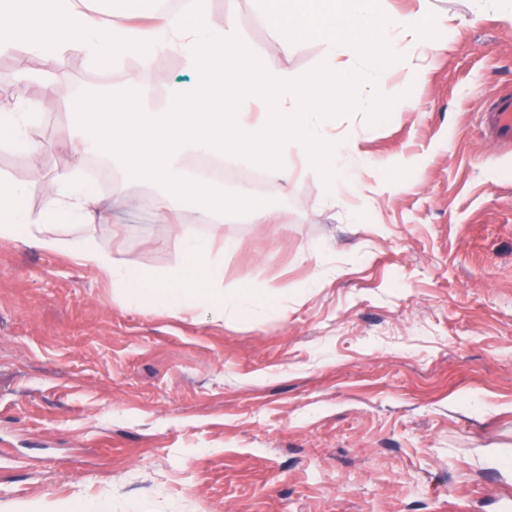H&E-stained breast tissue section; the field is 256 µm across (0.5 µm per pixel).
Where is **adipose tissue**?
I'll list each match as a JSON object with an SVG mask.
<instances>
[{"label":"adipose tissue","mask_w":512,"mask_h":512,"mask_svg":"<svg viewBox=\"0 0 512 512\" xmlns=\"http://www.w3.org/2000/svg\"><path fill=\"white\" fill-rule=\"evenodd\" d=\"M120 22L90 0H0V53L19 51L44 65L61 64L81 53L97 66L136 59L141 70L158 57L178 55L191 81L168 87L162 103L139 76L128 73L109 93H86L72 104L80 118L65 142L78 158L108 154L125 176L149 182L160 192L162 208L190 210L199 224H220L226 216H266L264 206L228 196L223 186L201 184L187 166L189 158L209 154L268 165L274 177L288 180L292 156L321 173L329 199L350 190L349 176L360 167L356 137L334 135L330 120L357 108L360 87L380 82L385 62L402 61L400 43L443 47L427 23L423 0L419 13L395 15L375 8V0H257L263 21L271 26L270 47L255 55L236 23L237 0H226L222 23H215L210 0H119ZM321 42L328 69L298 77L279 59L306 40ZM338 84L340 94L324 91ZM36 107L25 102L0 106V140L31 151L27 130ZM29 178L19 174L0 182L8 206L0 218V240L39 236L42 246L79 258L109 274L113 295L142 307L163 300L174 312L213 320L239 321L257 310L273 314L251 290H225L224 264L212 238L188 236L182 259L162 273L133 271L104 250L91 230L100 196L79 170L62 176L46 198L42 213L24 204ZM61 215L76 226L70 237L42 233L46 216Z\"/></svg>","instance_id":"ef3b65f1"}]
</instances>
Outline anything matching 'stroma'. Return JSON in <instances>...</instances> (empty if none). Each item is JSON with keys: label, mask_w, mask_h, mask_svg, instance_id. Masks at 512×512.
<instances>
[{"label": "stroma", "mask_w": 512, "mask_h": 512, "mask_svg": "<svg viewBox=\"0 0 512 512\" xmlns=\"http://www.w3.org/2000/svg\"><path fill=\"white\" fill-rule=\"evenodd\" d=\"M442 50L409 47L368 93L390 118L339 113L365 161L331 203L315 171L270 179L273 224L233 240L224 287L278 316L214 321L113 301L112 280L38 241H0V504L112 496L114 512H512V149L482 132L512 91V0H431ZM38 149L0 144V176L33 168L40 210L76 163L62 142L82 90L120 83L82 54L21 77ZM427 69L408 79L409 67ZM92 229L122 265L180 259L150 184L115 179ZM334 273L314 284L317 263Z\"/></svg>", "instance_id": "obj_1"}]
</instances>
